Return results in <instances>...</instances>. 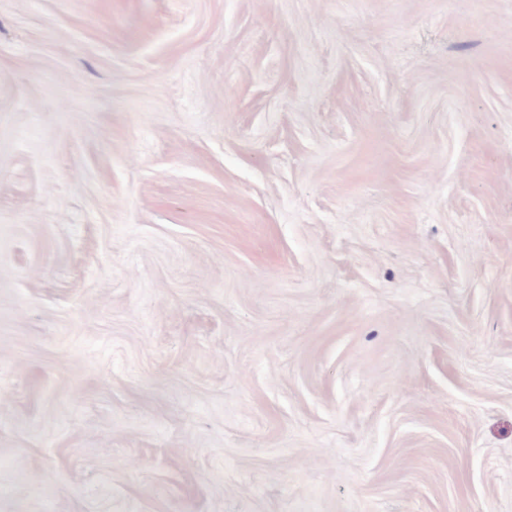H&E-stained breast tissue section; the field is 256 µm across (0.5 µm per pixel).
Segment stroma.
<instances>
[{
    "instance_id": "35a3bbf8",
    "label": "stroma",
    "mask_w": 512,
    "mask_h": 512,
    "mask_svg": "<svg viewBox=\"0 0 512 512\" xmlns=\"http://www.w3.org/2000/svg\"><path fill=\"white\" fill-rule=\"evenodd\" d=\"M0 512H512V0H0Z\"/></svg>"
}]
</instances>
